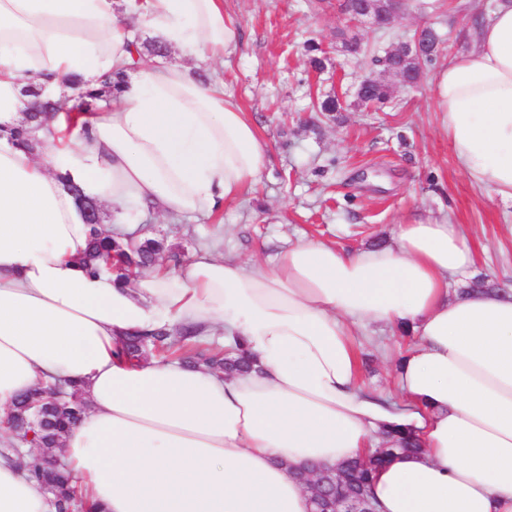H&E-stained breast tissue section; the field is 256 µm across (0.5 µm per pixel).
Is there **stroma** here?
<instances>
[{
	"label": "stroma",
	"mask_w": 512,
	"mask_h": 512,
	"mask_svg": "<svg viewBox=\"0 0 512 512\" xmlns=\"http://www.w3.org/2000/svg\"><path fill=\"white\" fill-rule=\"evenodd\" d=\"M309 2L224 0L242 31L240 43L223 62L200 65L197 72L223 80L250 114L269 146L268 162L244 198L226 202L213 217L173 223L150 216L139 222L142 234L162 243L160 257L171 265L216 238L224 254L266 262L303 239L355 248L391 239L398 224L449 221L475 247V274L512 288V203L465 174L431 102L439 66L473 47L459 37L460 27L469 17L487 15L494 0H406L389 38L360 31L365 50L357 56L341 48L335 6L316 12ZM426 22L448 36L449 47L417 87L395 82L388 104H359L354 85L373 71V56ZM310 44L324 59L322 72L309 66ZM329 94L343 97V111H317ZM410 343L387 327H369L358 346L361 381L395 393L394 359Z\"/></svg>",
	"instance_id": "35a3bbf8"
}]
</instances>
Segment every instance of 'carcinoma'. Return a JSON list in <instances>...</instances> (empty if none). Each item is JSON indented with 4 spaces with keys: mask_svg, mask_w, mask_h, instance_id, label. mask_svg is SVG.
<instances>
[{
    "mask_svg": "<svg viewBox=\"0 0 512 512\" xmlns=\"http://www.w3.org/2000/svg\"><path fill=\"white\" fill-rule=\"evenodd\" d=\"M433 59L418 60L411 54H404L398 60L411 77H419L424 66ZM125 74L111 73L102 80L101 87L95 91L80 90L73 104L65 100H46L36 103L29 110L30 119L39 123L42 117L65 112H91L102 95L112 93V89L124 80ZM391 86L386 79L372 84L364 93L363 102L366 105L384 104L390 99ZM160 246L154 239L131 241L126 246L109 242L101 237L97 226L90 229V242L85 256L87 270L96 273L99 262L112 263V254L119 256L122 272L118 277L125 278L133 270L146 263L152 250ZM193 336L189 329H158L151 333H133L125 336L120 343L119 354L129 361L141 359L147 350L153 349L163 355H172L180 351L186 341ZM187 363L204 364L213 370L241 371L251 368L248 358L241 355L232 358L222 351L210 348L196 349L187 356ZM85 405L74 386L66 388L58 384H45L29 395L17 399L7 416V425L13 443L29 448H56L59 439L65 431L75 425L83 416ZM395 449L390 442L377 448L367 458L350 460L332 470L323 472L321 490L338 498L353 499L356 497L369 498V486L372 474L377 466L386 458L393 455ZM32 477L40 482L53 496L56 512H75L76 500L72 488V475L66 464L42 463L30 470Z\"/></svg>",
    "mask_w": 512,
    "mask_h": 512,
    "instance_id": "1",
    "label": "carcinoma"
}]
</instances>
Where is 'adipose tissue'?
<instances>
[{
	"instance_id": "ef3b65f1",
	"label": "adipose tissue",
	"mask_w": 512,
	"mask_h": 512,
	"mask_svg": "<svg viewBox=\"0 0 512 512\" xmlns=\"http://www.w3.org/2000/svg\"><path fill=\"white\" fill-rule=\"evenodd\" d=\"M141 29L186 65H147ZM239 39L224 0H0V422L21 394L79 385L90 409L61 454L95 512H310L299 470L367 457L397 430L420 451L374 471L377 512H512V292L449 296L476 262L459 225L400 224L354 251L301 241L266 266L211 246L127 280L84 269L90 226L66 181L110 206L119 243L130 204L212 214L256 182L267 143L223 81L187 67ZM111 72L127 79L94 111L13 144L23 79L56 100L64 79L93 89ZM432 86L458 164L512 202V0ZM163 325L223 334L255 368L117 358L123 336ZM371 325L415 338L401 398L360 380ZM26 453L0 450V512H55Z\"/></svg>"
}]
</instances>
